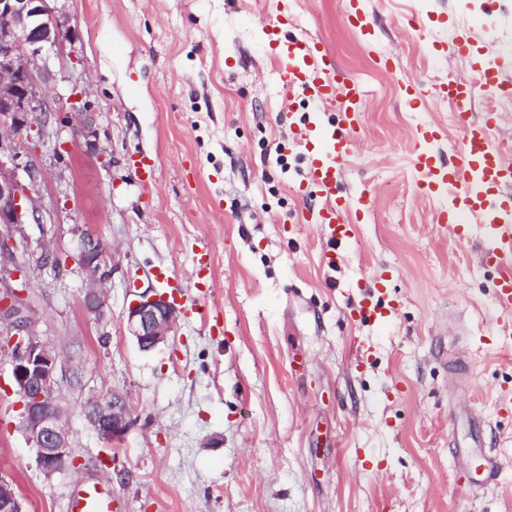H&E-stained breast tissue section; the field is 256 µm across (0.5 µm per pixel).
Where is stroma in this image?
<instances>
[{
    "label": "stroma",
    "mask_w": 512,
    "mask_h": 512,
    "mask_svg": "<svg viewBox=\"0 0 512 512\" xmlns=\"http://www.w3.org/2000/svg\"><path fill=\"white\" fill-rule=\"evenodd\" d=\"M364 3L369 37L348 24L347 0H293L288 26L322 41L365 95L338 191L370 208L330 268L325 236L301 220L322 201L303 186L291 126L331 114L288 109L264 32L276 0H54L73 36L59 66L81 82L76 96L67 82L49 90L54 136L35 157L61 271L34 274L28 304L81 368L79 384H61L79 470L40 472L0 361V472L24 512H66L83 480L110 487L117 512H512V350L491 334L495 272L482 238L433 224L441 202L417 193L410 162L426 123L446 130L442 157L461 149L432 88L475 69L461 36L512 58V0ZM409 84L423 94L414 107ZM78 112L93 113L94 142L72 138ZM139 153L155 161L152 181L130 167ZM77 226L113 256L98 324L81 310ZM380 276L394 310L357 317ZM147 290L190 298L206 318L179 313L165 345L141 350L125 313ZM112 393L132 417L113 447L84 415L88 398ZM487 454L497 484L463 490Z\"/></svg>",
    "instance_id": "35a3bbf8"
}]
</instances>
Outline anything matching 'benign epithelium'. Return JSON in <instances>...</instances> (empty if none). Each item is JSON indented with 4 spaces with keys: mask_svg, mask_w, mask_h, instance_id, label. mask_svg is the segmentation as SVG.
Instances as JSON below:
<instances>
[{
    "mask_svg": "<svg viewBox=\"0 0 512 512\" xmlns=\"http://www.w3.org/2000/svg\"><path fill=\"white\" fill-rule=\"evenodd\" d=\"M50 2L0 0V357L10 368L18 429L47 479L70 473L77 459L63 422L62 362L26 308V292L32 272L58 273L60 266L42 222L43 169L31 161L20 163L17 144L29 136L33 122L48 124L52 105L41 84L49 76V62L60 58L70 41L62 36V17ZM31 223L40 227L42 240L21 260L17 236ZM73 234L83 275L82 313L90 322H101L110 307L105 286L112 278V257L92 228L77 227ZM175 320L176 308L163 293H140L126 311L128 333L144 351L166 343ZM86 419L103 442L112 444L127 434L131 412L126 399L114 393L88 399ZM0 512H24L14 480L2 474Z\"/></svg>",
    "mask_w": 512,
    "mask_h": 512,
    "instance_id": "1",
    "label": "benign epithelium"
}]
</instances>
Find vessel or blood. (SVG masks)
<instances>
[{"instance_id": "vessel-or-blood-1", "label": "vessel or blood", "mask_w": 512, "mask_h": 512, "mask_svg": "<svg viewBox=\"0 0 512 512\" xmlns=\"http://www.w3.org/2000/svg\"><path fill=\"white\" fill-rule=\"evenodd\" d=\"M291 0H277V14L266 26L268 45L280 58V79L290 90H298L304 99L317 106L338 105L337 121L329 124H301L293 128L291 141L304 149L306 178L323 198V206L315 213L318 224L330 243L349 241L355 232L351 211H362L363 200L351 199L337 190L342 166L352 155L359 133L364 108L361 87L345 77L322 42L292 38L281 41L278 32L291 16ZM488 60L475 70L471 80L455 76L438 84L435 97L457 107L458 127L463 145L456 160L444 163L432 146L442 137L436 125L417 130L421 142L411 156V164L419 173L417 189L433 197L452 195L451 204L440 206L433 221L453 225L458 238H471L481 231L487 242L483 261L496 274L494 301L503 319L497 335L512 337V147L493 143L491 131L497 125L496 112H485L481 120L470 117L469 105L477 90L492 97L512 99V80L494 50H487ZM386 284L377 280L361 301L357 312L373 320H384L389 311L377 303ZM111 493L98 485L88 484L73 492L68 512H114Z\"/></svg>"}]
</instances>
